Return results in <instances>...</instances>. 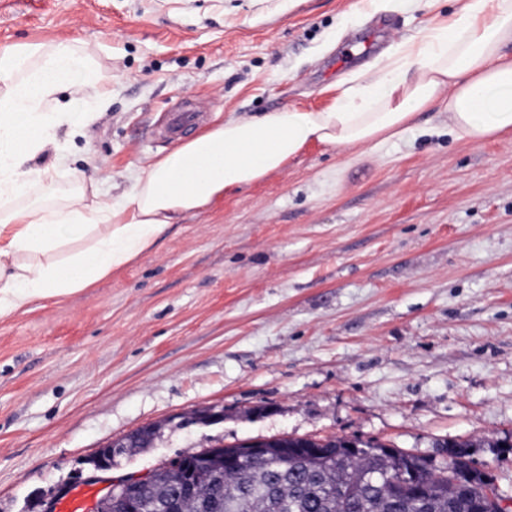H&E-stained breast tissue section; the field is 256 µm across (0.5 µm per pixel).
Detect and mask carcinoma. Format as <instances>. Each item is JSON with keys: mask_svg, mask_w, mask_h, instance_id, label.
<instances>
[{"mask_svg": "<svg viewBox=\"0 0 512 512\" xmlns=\"http://www.w3.org/2000/svg\"><path fill=\"white\" fill-rule=\"evenodd\" d=\"M288 457L265 456L211 472L184 455V474L154 472L136 490L141 512H497L487 474L468 441H448V460L372 441L291 437Z\"/></svg>", "mask_w": 512, "mask_h": 512, "instance_id": "obj_1", "label": "carcinoma"}]
</instances>
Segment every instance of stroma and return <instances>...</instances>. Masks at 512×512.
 Here are the masks:
<instances>
[{
	"label": "stroma",
	"instance_id": "35a3bbf8",
	"mask_svg": "<svg viewBox=\"0 0 512 512\" xmlns=\"http://www.w3.org/2000/svg\"><path fill=\"white\" fill-rule=\"evenodd\" d=\"M356 0H0V47L70 40L111 71L71 146L106 197L170 153L183 99L209 114L326 106L382 48L457 0L371 17ZM352 158L309 145L285 170L171 225L94 287L0 319V512H43L100 448L149 423L115 478L263 436L374 440L443 462L449 440L512 497V137L454 140L432 112ZM210 405L223 420L194 424ZM202 113L181 104L176 110L167 112L158 129L159 137L167 141L186 134Z\"/></svg>",
	"mask_w": 512,
	"mask_h": 512
}]
</instances>
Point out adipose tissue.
<instances>
[{"label": "adipose tissue", "mask_w": 512, "mask_h": 512, "mask_svg": "<svg viewBox=\"0 0 512 512\" xmlns=\"http://www.w3.org/2000/svg\"><path fill=\"white\" fill-rule=\"evenodd\" d=\"M458 3L451 22L393 44L324 108L217 118L131 170L112 200L81 171L59 189L36 163L49 155L67 166L66 138L107 107L111 75L66 40L0 49V318L93 287L178 219L284 170L309 144L376 152L415 136L432 110L457 140L512 134V0Z\"/></svg>", "instance_id": "ef3b65f1"}]
</instances>
